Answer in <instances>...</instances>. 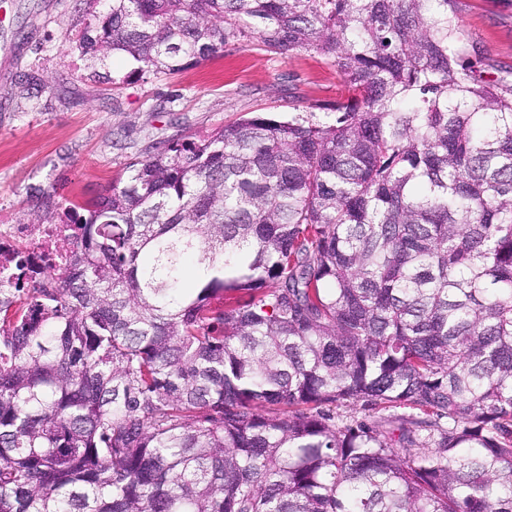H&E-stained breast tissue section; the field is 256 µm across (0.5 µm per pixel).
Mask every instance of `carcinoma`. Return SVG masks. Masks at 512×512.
Instances as JSON below:
<instances>
[{
    "mask_svg": "<svg viewBox=\"0 0 512 512\" xmlns=\"http://www.w3.org/2000/svg\"><path fill=\"white\" fill-rule=\"evenodd\" d=\"M87 2L97 81L242 37L348 95L41 193L76 241L0 282V512H512V80L455 0Z\"/></svg>",
    "mask_w": 512,
    "mask_h": 512,
    "instance_id": "cac0c4a2",
    "label": "carcinoma"
}]
</instances>
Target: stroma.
<instances>
[{
    "label": "stroma",
    "instance_id": "1",
    "mask_svg": "<svg viewBox=\"0 0 512 512\" xmlns=\"http://www.w3.org/2000/svg\"><path fill=\"white\" fill-rule=\"evenodd\" d=\"M84 0H0V225L26 224L38 190L84 202L104 194L150 146L210 132L242 117L324 120L346 92L334 63L313 52L278 56L231 40L222 53L175 75L86 79L67 39L78 37ZM466 37L490 75L512 65V0H457ZM35 29L19 44L18 27Z\"/></svg>",
    "mask_w": 512,
    "mask_h": 512
}]
</instances>
